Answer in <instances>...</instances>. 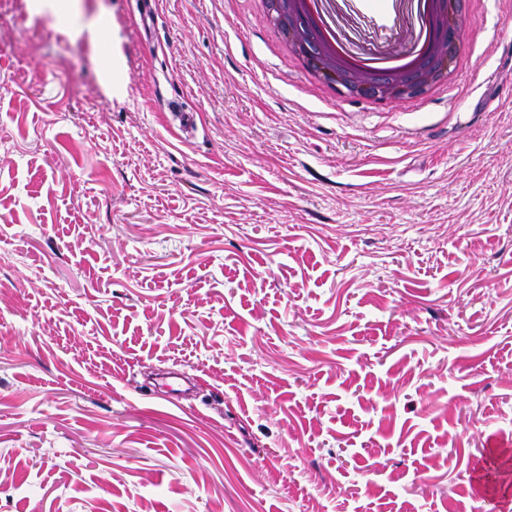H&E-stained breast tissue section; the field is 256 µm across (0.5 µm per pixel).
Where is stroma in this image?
<instances>
[{
	"label": "stroma",
	"mask_w": 512,
	"mask_h": 512,
	"mask_svg": "<svg viewBox=\"0 0 512 512\" xmlns=\"http://www.w3.org/2000/svg\"><path fill=\"white\" fill-rule=\"evenodd\" d=\"M460 45L378 102L252 0H0V512H473L512 443V0Z\"/></svg>",
	"instance_id": "obj_1"
}]
</instances>
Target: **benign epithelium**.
Returning a JSON list of instances; mask_svg holds the SVG:
<instances>
[{
  "instance_id": "obj_1",
  "label": "benign epithelium",
  "mask_w": 512,
  "mask_h": 512,
  "mask_svg": "<svg viewBox=\"0 0 512 512\" xmlns=\"http://www.w3.org/2000/svg\"><path fill=\"white\" fill-rule=\"evenodd\" d=\"M280 23L281 30L288 40L303 49L309 62L317 67L332 83L356 90L360 95L379 101L392 99L403 91L419 92L438 76V69L447 67L458 52L459 26L461 21V0H448V16L444 20L445 35L435 44L432 59L416 74L380 80L365 71L347 72L336 65L334 57L322 52L314 34L306 27L294 24L291 9L294 0H271Z\"/></svg>"
}]
</instances>
